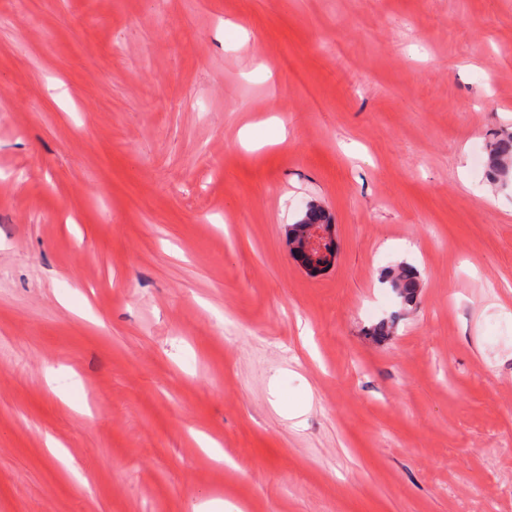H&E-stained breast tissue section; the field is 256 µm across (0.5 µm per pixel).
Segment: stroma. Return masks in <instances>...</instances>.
<instances>
[{
	"label": "stroma",
	"mask_w": 512,
	"mask_h": 512,
	"mask_svg": "<svg viewBox=\"0 0 512 512\" xmlns=\"http://www.w3.org/2000/svg\"><path fill=\"white\" fill-rule=\"evenodd\" d=\"M501 131L512 0H0V512H512ZM488 167L493 184L512 182V132H502L490 145ZM306 221L301 224H314L298 231L293 248L298 249L301 259L298 260L301 267L309 274H317L331 269L336 263V250L328 251L323 248L326 242L335 240L332 224L328 223L326 211L309 202L300 219ZM383 279L389 283L406 306L416 301L420 283L417 271L409 266H397L383 273Z\"/></svg>",
	"instance_id": "stroma-1"
}]
</instances>
